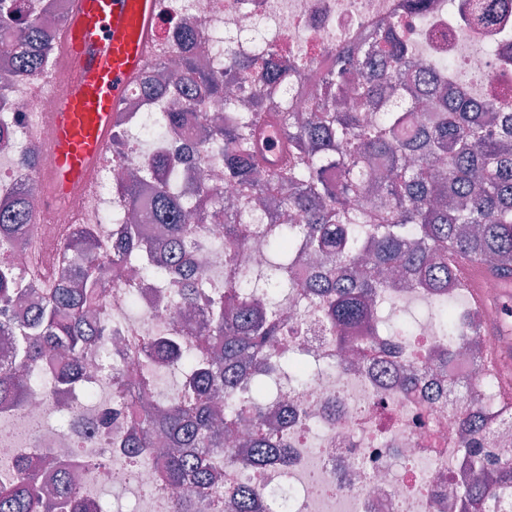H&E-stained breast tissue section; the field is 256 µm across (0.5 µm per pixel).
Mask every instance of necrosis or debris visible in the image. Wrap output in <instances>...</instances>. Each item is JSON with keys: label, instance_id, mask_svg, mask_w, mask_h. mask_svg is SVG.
<instances>
[{"label": "necrosis or debris", "instance_id": "necrosis-or-debris-1", "mask_svg": "<svg viewBox=\"0 0 512 512\" xmlns=\"http://www.w3.org/2000/svg\"><path fill=\"white\" fill-rule=\"evenodd\" d=\"M158 23L148 71L161 69L192 49L203 71L222 76L235 59H254L260 48L291 54L310 65L308 79L288 95V105L307 111L324 68L344 46L364 42L387 23L399 25L413 46V57L446 58L448 83L470 99L484 100L512 112V0H159ZM55 23L47 51L50 69L39 70L16 84L4 117L12 132L0 145V204L27 195L35 228L21 253L12 255L25 278L55 283L64 276L62 246L67 234L83 227L99 241L96 264H103L112 241V225L103 215L124 207L120 178L143 165L137 144L122 153L106 151L90 186L71 189L55 210H48L39 179L49 167V153L32 130L57 103L55 81L67 71L57 34L72 11L73 0H53ZM222 33V53L207 43ZM166 98H147L134 80L112 120L118 130L153 128L154 142L169 154L179 145L167 140L155 124L169 111ZM128 278L110 281L109 302L101 319L120 335L123 353L95 348L88 352L85 374L93 393L70 397L65 427L52 422L55 405L44 394L22 406L0 412V482L16 480L25 459L42 457L73 465L86 497L107 491L130 493L134 512H173L176 497L161 482V456L149 453L142 463L129 462L115 444L125 437V405L109 370H131L128 351L146 348L153 338L178 335L181 327L201 322L198 309L170 306L150 294L129 305ZM294 340L319 361L322 371L305 384L283 383L277 401L296 411L298 424L284 428L281 418L265 415L270 430H287L288 461L261 468L224 463L223 487L255 485L264 512H460L448 507L458 490L449 473L463 450L455 436L457 407L469 386H476L487 407L499 399L496 385L478 379L467 357L435 366L432 377L452 379L455 392L443 405L419 403L402 386L388 385L382 368L352 369L341 363L336 347L314 327L304 326Z\"/></svg>", "mask_w": 512, "mask_h": 512}]
</instances>
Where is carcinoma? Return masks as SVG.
<instances>
[{
  "mask_svg": "<svg viewBox=\"0 0 512 512\" xmlns=\"http://www.w3.org/2000/svg\"><path fill=\"white\" fill-rule=\"evenodd\" d=\"M46 0H13L0 13V32L14 37V73L23 79L47 64L49 30ZM302 64L279 58L273 65L252 62L243 76L260 68L274 77L252 87L247 111L226 103L224 125L207 132L210 154L223 161L224 177L241 197L233 213L224 198L198 185L192 191L169 186L171 160L154 149L123 185L122 196L135 209L146 187L154 194L153 237L139 224H122L112 237V275L138 266V286L159 285L172 301L203 305L204 318L190 334L156 340L152 363L177 361L182 383L169 402H143L155 379L117 374L113 381L130 407L123 451L137 461L142 449L168 448L162 478L178 489L192 481L198 498L220 497L219 470L212 457H228L224 432L241 423L238 392L252 386L255 401L266 397L271 378L303 379L310 360L289 356L276 339L293 332L280 315V302L295 293L307 300L305 318L333 337L336 348L370 353L379 336H409L416 321L396 319L391 332L381 312L410 298L431 300L428 319L439 342L419 365L402 368L410 385L434 361L451 360L491 335L488 307L475 301L463 267L476 265L496 279H512V113L475 112L473 101L455 85L442 83L424 98L414 81L407 41L394 26L377 33L366 48L348 47L316 91L310 112L299 116L278 105L271 92L300 73ZM156 94L182 98V107L162 120L179 138L196 120L204 102L224 93V79L196 69L190 56L167 80L155 79ZM336 170L340 183L328 180ZM200 223H184L185 213ZM224 218V278L186 279L182 253L205 245L202 223ZM32 219L21 197L0 208V249L21 244ZM261 236L277 263L249 275L242 269L246 244ZM98 249L93 237L76 229L63 244L68 274L56 288L44 287L31 318L16 327L21 344L8 361L0 359V410L19 405L41 383L36 362L60 348L66 363L54 378V393L83 378L88 351L112 337L90 314L108 299L107 277L85 264ZM38 287L19 276L9 261L0 267V325L10 326L9 310ZM512 419V400L495 409L469 393L456 426L467 455L478 464L462 479L463 512H495L512 502V459H503L493 442ZM241 447V462L265 466L288 459L284 433L252 419ZM28 467L24 477L0 483V512H100L63 475L49 491ZM237 512H263L261 495L248 484L233 492Z\"/></svg>",
  "mask_w": 512,
  "mask_h": 512,
  "instance_id": "cac0c4a2",
  "label": "carcinoma"
}]
</instances>
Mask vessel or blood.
<instances>
[{
  "label": "vessel or blood",
  "instance_id": "b4317fda",
  "mask_svg": "<svg viewBox=\"0 0 512 512\" xmlns=\"http://www.w3.org/2000/svg\"><path fill=\"white\" fill-rule=\"evenodd\" d=\"M157 8L158 0H74L62 31L73 69L36 132L53 155L42 176L51 200L86 184L101 161L113 114L147 63Z\"/></svg>",
  "mask_w": 512,
  "mask_h": 512
}]
</instances>
